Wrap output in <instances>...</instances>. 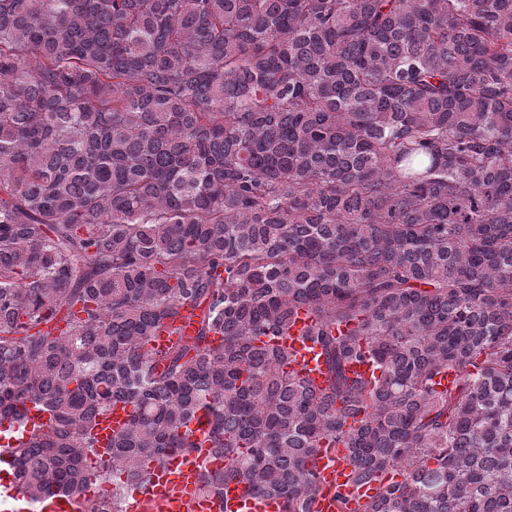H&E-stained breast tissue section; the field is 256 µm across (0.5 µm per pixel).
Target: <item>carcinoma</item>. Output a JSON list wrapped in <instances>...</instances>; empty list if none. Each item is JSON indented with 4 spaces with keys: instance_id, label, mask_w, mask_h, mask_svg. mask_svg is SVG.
<instances>
[{
    "instance_id": "cac0c4a2",
    "label": "carcinoma",
    "mask_w": 512,
    "mask_h": 512,
    "mask_svg": "<svg viewBox=\"0 0 512 512\" xmlns=\"http://www.w3.org/2000/svg\"><path fill=\"white\" fill-rule=\"evenodd\" d=\"M29 403L14 480L112 484L77 512L199 414L206 494L310 512L342 443L401 476L365 512H512V0H0V422ZM314 322L312 314L305 310L299 312L288 336L280 339V344L288 350L290 370L297 371L300 375L308 377L317 388L323 385L322 359L319 356L320 349L308 336L309 328ZM197 317H193L191 320H187L184 322L178 323L176 327L179 328L177 333H173V335H170L169 332L164 329L161 332H159L156 336H152L150 342H149V348L153 350L154 352H162L167 349L168 346L174 341L176 336H188L192 334L194 329V320H196ZM127 410L123 409V405L118 403L112 409V413L99 419L97 428L98 444L100 447L108 445L112 438V431L117 429L126 420Z\"/></svg>"
}]
</instances>
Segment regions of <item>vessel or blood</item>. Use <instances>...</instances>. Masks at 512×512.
<instances>
[{
  "label": "vessel or blood",
  "instance_id": "obj_1",
  "mask_svg": "<svg viewBox=\"0 0 512 512\" xmlns=\"http://www.w3.org/2000/svg\"><path fill=\"white\" fill-rule=\"evenodd\" d=\"M314 321L312 314L300 311L287 336L280 340L289 354V367L308 377L314 386H322V359L320 349L309 337V328ZM126 419L122 406L100 418L97 428L99 446H107L117 429ZM195 447L192 451H176L170 454L166 465L156 469L148 485L137 489L129 512H146L156 506L159 512H281L280 502L275 498H244L237 482L225 483L220 496L201 492L200 480L203 471L219 472L224 468V456L217 452L206 436L203 420L192 423ZM15 438L0 434V505L12 507L14 512H73L76 500H87L95 495L94 487L82 488L76 495L51 494L37 503H30L14 481V457L12 449ZM324 492L312 504V512H336V503L331 496L333 489L348 493L350 512H358L377 484L387 483L388 474L378 475L376 481L354 483L348 450L336 446L330 451L318 452L311 461Z\"/></svg>",
  "mask_w": 512,
  "mask_h": 512
}]
</instances>
